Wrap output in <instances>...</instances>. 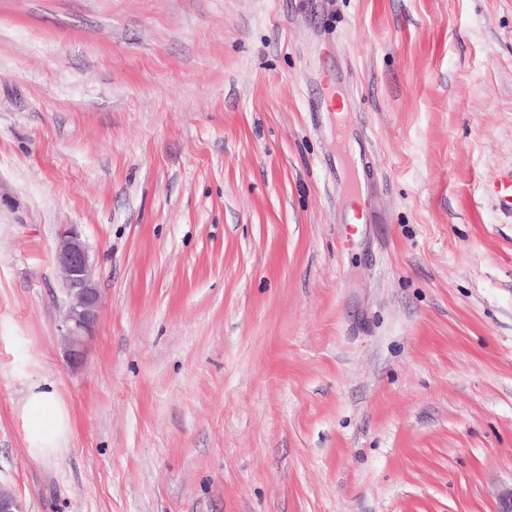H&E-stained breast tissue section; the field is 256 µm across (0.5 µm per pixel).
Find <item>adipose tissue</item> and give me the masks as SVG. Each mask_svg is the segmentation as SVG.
Returning a JSON list of instances; mask_svg holds the SVG:
<instances>
[{
  "instance_id": "1",
  "label": "adipose tissue",
  "mask_w": 512,
  "mask_h": 512,
  "mask_svg": "<svg viewBox=\"0 0 512 512\" xmlns=\"http://www.w3.org/2000/svg\"><path fill=\"white\" fill-rule=\"evenodd\" d=\"M21 417L31 456H56L70 431V416L54 390L41 383L31 385L21 405Z\"/></svg>"
}]
</instances>
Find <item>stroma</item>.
Masks as SVG:
<instances>
[{
    "label": "stroma",
    "instance_id": "35a3bbf8",
    "mask_svg": "<svg viewBox=\"0 0 512 512\" xmlns=\"http://www.w3.org/2000/svg\"><path fill=\"white\" fill-rule=\"evenodd\" d=\"M510 171L512 0H0V486L24 512H497ZM66 224L103 300L78 368ZM35 381L71 420L49 460ZM21 417L33 458H50L62 450L61 442L70 431V416L50 385L30 386L21 405Z\"/></svg>",
    "mask_w": 512,
    "mask_h": 512
}]
</instances>
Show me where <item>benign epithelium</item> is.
Masks as SVG:
<instances>
[{"mask_svg":"<svg viewBox=\"0 0 512 512\" xmlns=\"http://www.w3.org/2000/svg\"><path fill=\"white\" fill-rule=\"evenodd\" d=\"M67 287L65 312L67 355L72 366L84 363L101 307V295L93 278L88 247L74 224L62 228L54 254ZM0 512H23L20 499L10 491L0 492Z\"/></svg>","mask_w":512,"mask_h":512,"instance_id":"1","label":"benign epithelium"}]
</instances>
